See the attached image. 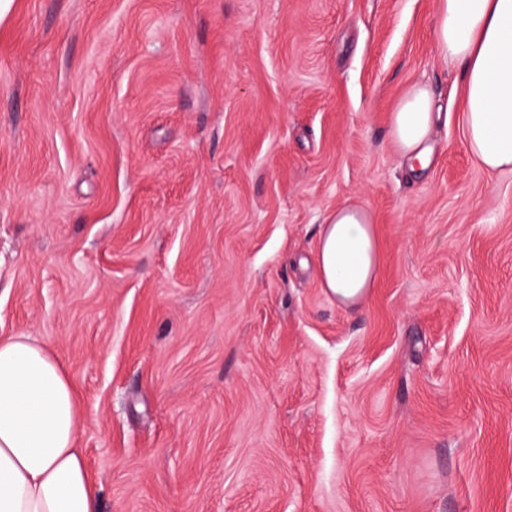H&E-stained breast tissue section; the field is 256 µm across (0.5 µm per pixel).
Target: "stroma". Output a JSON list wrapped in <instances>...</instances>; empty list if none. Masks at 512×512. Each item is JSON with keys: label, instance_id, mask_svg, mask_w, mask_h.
Wrapping results in <instances>:
<instances>
[{"label": "stroma", "instance_id": "35a3bbf8", "mask_svg": "<svg viewBox=\"0 0 512 512\" xmlns=\"http://www.w3.org/2000/svg\"><path fill=\"white\" fill-rule=\"evenodd\" d=\"M436 0H13L0 336L78 391L102 512H512V171L465 141ZM425 85L446 123L390 137ZM365 206L355 307L316 258ZM440 112H433L430 91L416 85L398 102L390 121V135L398 155L409 163L411 171L429 166V142ZM318 264L320 280L345 305L362 301L374 288L379 247L369 212L356 203L336 208L323 224Z\"/></svg>", "mask_w": 512, "mask_h": 512}]
</instances>
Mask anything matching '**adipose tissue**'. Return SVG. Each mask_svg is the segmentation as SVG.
Returning a JSON list of instances; mask_svg holds the SVG:
<instances>
[{"label":"adipose tissue","mask_w":512,"mask_h":512,"mask_svg":"<svg viewBox=\"0 0 512 512\" xmlns=\"http://www.w3.org/2000/svg\"><path fill=\"white\" fill-rule=\"evenodd\" d=\"M444 62L461 64L467 148L487 170H512V0H436ZM439 119L417 85L398 102L390 135L410 168L426 169ZM324 288L353 305L374 288L379 247L369 212L338 207L321 231ZM78 403L60 359L27 333L0 337V512H101L83 449Z\"/></svg>","instance_id":"ef3b65f1"}]
</instances>
